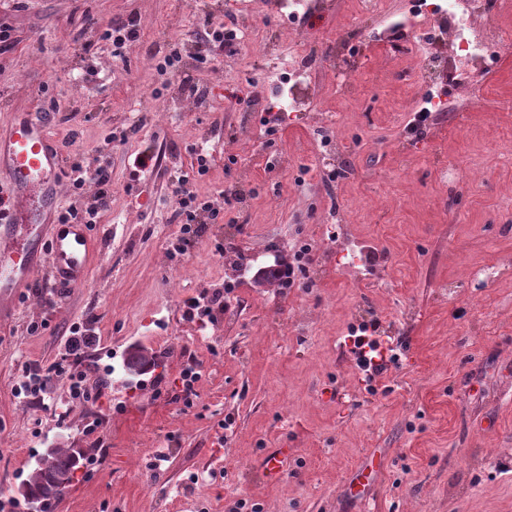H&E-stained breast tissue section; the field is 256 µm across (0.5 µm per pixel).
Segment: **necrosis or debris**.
<instances>
[{"label":"necrosis or debris","instance_id":"1","mask_svg":"<svg viewBox=\"0 0 512 512\" xmlns=\"http://www.w3.org/2000/svg\"><path fill=\"white\" fill-rule=\"evenodd\" d=\"M419 27L405 52L410 78L425 71L465 79L484 72L492 58L512 50V34L491 18L489 0H415Z\"/></svg>","mask_w":512,"mask_h":512}]
</instances>
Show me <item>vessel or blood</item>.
Listing matches in <instances>:
<instances>
[{
  "instance_id": "b4317fda",
  "label": "vessel or blood",
  "mask_w": 512,
  "mask_h": 512,
  "mask_svg": "<svg viewBox=\"0 0 512 512\" xmlns=\"http://www.w3.org/2000/svg\"><path fill=\"white\" fill-rule=\"evenodd\" d=\"M63 155L50 136V121L40 116L15 123L0 138V170L12 184L14 221L0 228V306L12 303L16 288L47 273L58 288L81 287L93 243L84 224H46L44 212L60 200L58 177ZM38 211H30L31 198Z\"/></svg>"
}]
</instances>
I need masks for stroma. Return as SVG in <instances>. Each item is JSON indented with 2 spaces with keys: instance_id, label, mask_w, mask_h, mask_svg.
Wrapping results in <instances>:
<instances>
[{
  "instance_id": "stroma-1",
  "label": "stroma",
  "mask_w": 512,
  "mask_h": 512,
  "mask_svg": "<svg viewBox=\"0 0 512 512\" xmlns=\"http://www.w3.org/2000/svg\"><path fill=\"white\" fill-rule=\"evenodd\" d=\"M276 2L0 0L14 29L0 130L54 108L67 161L112 172L85 284L51 309L25 287L0 317V502L57 446L95 464L52 512H236L242 498L260 512H512V53L482 79L499 109L448 81L458 111L415 134L419 92L398 51L412 0H328L313 27ZM230 14L252 44L205 49L204 29ZM130 17L140 36L113 56L101 25ZM173 51L171 74L159 64ZM299 54L318 103L284 112ZM252 82L269 103L246 117ZM201 146L213 161L193 190L240 200L217 223L199 213L178 255L173 175ZM302 243L314 258L298 286L255 283ZM216 292L210 321L184 318L186 298ZM33 319L50 326L29 334ZM78 321L99 390L81 405L53 371ZM372 323L400 360L368 387L344 338ZM136 347L154 370L127 373ZM27 362L50 374L36 402L14 395ZM191 365L188 407L177 395ZM278 448L288 467L270 483L262 465ZM373 461L379 477L362 487Z\"/></svg>"
}]
</instances>
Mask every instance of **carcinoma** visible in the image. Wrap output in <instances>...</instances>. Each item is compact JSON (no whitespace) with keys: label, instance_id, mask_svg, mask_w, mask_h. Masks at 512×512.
<instances>
[{"label":"carcinoma","instance_id":"carcinoma-1","mask_svg":"<svg viewBox=\"0 0 512 512\" xmlns=\"http://www.w3.org/2000/svg\"><path fill=\"white\" fill-rule=\"evenodd\" d=\"M79 458L80 452L73 448L50 449L36 460L30 478L22 485L19 494L37 508L61 499L71 485Z\"/></svg>","mask_w":512,"mask_h":512}]
</instances>
